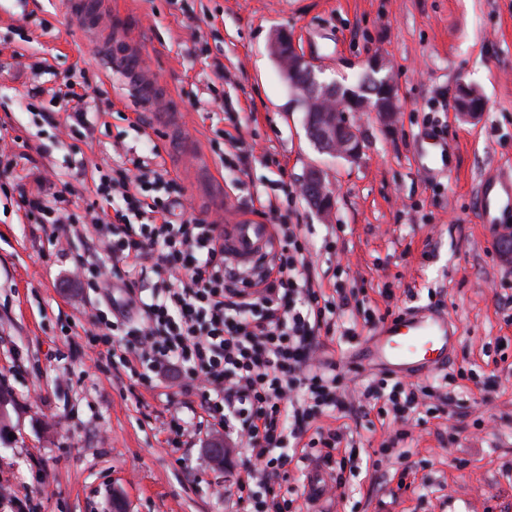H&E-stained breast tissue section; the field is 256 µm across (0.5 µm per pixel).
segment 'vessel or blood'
<instances>
[{"label":"vessel or blood","instance_id":"1","mask_svg":"<svg viewBox=\"0 0 512 512\" xmlns=\"http://www.w3.org/2000/svg\"><path fill=\"white\" fill-rule=\"evenodd\" d=\"M101 51L113 70L125 76L139 107L151 110L156 126L168 131L182 126L181 113L170 104L169 89L149 76L144 56L135 44H126L124 51L116 54L107 45ZM509 214H512V179L486 177L477 195L479 223L496 235L503 230V219ZM271 235L272 228L267 224L225 225L224 252L242 268H253L265 256ZM459 334L456 323L442 310L407 311L380 325L362 360L406 376L431 372L445 365Z\"/></svg>","mask_w":512,"mask_h":512}]
</instances>
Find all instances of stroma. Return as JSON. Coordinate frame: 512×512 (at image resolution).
Returning <instances> with one entry per match:
<instances>
[{"label": "stroma", "mask_w": 512, "mask_h": 512, "mask_svg": "<svg viewBox=\"0 0 512 512\" xmlns=\"http://www.w3.org/2000/svg\"><path fill=\"white\" fill-rule=\"evenodd\" d=\"M101 29L125 30L151 74L176 93L185 114L178 154L203 149L222 183L186 169L188 211L223 194L232 221H272L279 209L300 225L313 285L336 301L357 337L321 335V350L357 384L382 377L359 355L373 334L368 312L440 303L460 328L447 371L449 414L402 422L353 413L320 426L347 428L356 458L328 497L332 512H512V256L475 216L485 175L512 174V0H102ZM287 31L319 79L355 84L368 56L382 54L402 108L392 123L363 114L360 162L321 153L309 140L269 50ZM223 78H216V65ZM76 94L93 99V134L69 132L49 94L78 71ZM485 110L472 121L454 107L458 84ZM40 89L30 98L31 89ZM133 105L67 0H0V138L13 170L0 179V484L28 496L34 512H231L215 486L232 488L250 464L234 453L224 469L200 433L199 385L178 376L149 390L108 367L83 328L92 307L59 248L86 254L95 234L54 242L19 210L49 183L68 182L69 212L84 215L114 153L149 147L126 118ZM243 143L245 176L216 157L228 136ZM323 170L334 208L323 216L300 192ZM186 426L172 447L167 424ZM404 457L378 462L399 430Z\"/></svg>", "instance_id": "obj_1"}]
</instances>
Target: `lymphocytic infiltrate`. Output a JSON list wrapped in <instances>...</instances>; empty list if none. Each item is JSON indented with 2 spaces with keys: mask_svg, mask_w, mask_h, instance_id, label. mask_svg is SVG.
Returning <instances> with one entry per match:
<instances>
[{
  "mask_svg": "<svg viewBox=\"0 0 512 512\" xmlns=\"http://www.w3.org/2000/svg\"><path fill=\"white\" fill-rule=\"evenodd\" d=\"M70 184L50 185L47 201H28L26 218L53 239L76 234L65 203ZM96 196L110 214L92 215L99 243L128 294L144 291L137 314H92L86 336L106 360H119L135 382L152 385L171 370L204 384L207 412L253 461L234 492L241 512H295L283 485L292 461L322 460L340 473L346 431L322 417L347 410L345 376L316 359L320 332L339 328L336 304L314 289L308 248L296 224L274 227L270 259L252 272L225 255L219 224L189 213L167 169L121 157L101 175ZM358 398L379 415L408 419L430 399L447 401L439 381L369 382Z\"/></svg>",
  "mask_w": 512,
  "mask_h": 512,
  "instance_id": "f902f5d3",
  "label": "lymphocytic infiltrate"
}]
</instances>
